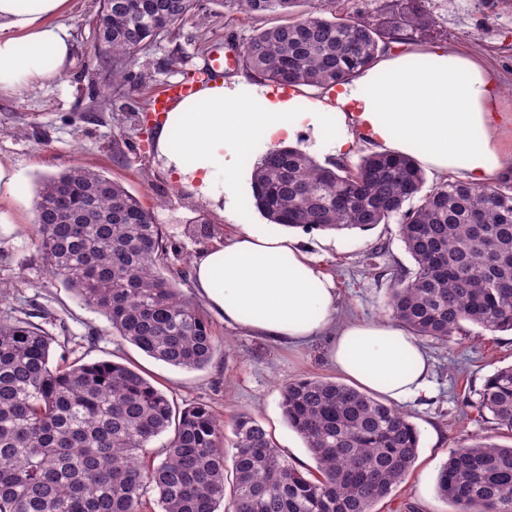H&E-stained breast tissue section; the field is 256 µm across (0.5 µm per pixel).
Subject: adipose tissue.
I'll return each instance as SVG.
<instances>
[{"label": "adipose tissue", "mask_w": 512, "mask_h": 512, "mask_svg": "<svg viewBox=\"0 0 512 512\" xmlns=\"http://www.w3.org/2000/svg\"><path fill=\"white\" fill-rule=\"evenodd\" d=\"M69 2L0 0V95L63 73L72 52L62 21ZM501 88L499 72L478 56L433 44L387 55L306 112L266 86L209 84L165 114L156 143L182 184L222 214L235 212V175L254 164L256 144L290 141L302 129L315 148L343 156L356 145L355 125L380 151L484 186L505 171L499 139L512 130V113L500 108ZM193 283L227 327L288 345L330 337L338 373L389 401L432 390L429 360L402 326L338 322L333 277L293 235L241 225L232 240L197 253Z\"/></svg>", "instance_id": "obj_1"}]
</instances>
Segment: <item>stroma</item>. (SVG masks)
<instances>
[{
  "label": "stroma",
  "instance_id": "obj_1",
  "mask_svg": "<svg viewBox=\"0 0 512 512\" xmlns=\"http://www.w3.org/2000/svg\"><path fill=\"white\" fill-rule=\"evenodd\" d=\"M204 23L188 21L175 41H162L138 53L122 97H115L101 74L93 49L92 21L99 0H70L66 19L73 34L70 64L63 74L28 91L0 95V160L19 165L27 186L25 198L0 204V282L10 293L0 300V316H23L31 306L46 312L53 324H64L68 341L56 354L68 361L110 360L137 366L181 407L205 403L223 420L253 414L269 430L282 453L302 470L316 462L303 439L288 427L281 409V387L304 376L336 377L328 359V344L318 341L288 347L226 328L208 315L216 339L212 361L200 370H185L157 361L116 336L106 318L85 306L55 279L37 247L34 224L37 186L41 178L72 166H84L124 183L149 208L169 247L194 258L209 238H226L238 225L259 224L253 205L249 168L236 178L238 216H221L195 196L157 152L154 96L172 81L205 68L213 49L237 46L253 30L281 23L282 15L247 17L229 13L221 0H202ZM434 25L411 31L397 44L406 51L441 43L455 52L483 57L502 77L501 101L512 110V0H426ZM350 16L376 25L400 26L405 9L394 0H341ZM138 113L140 129L112 122L113 113ZM210 227L209 236L196 233L194 221ZM304 246L322 269L334 276L341 320L386 318L391 277L413 265L398 236L397 224H380L369 231L297 229ZM432 362L433 390L427 398L402 404L420 431L413 469L375 512H455L436 490V476L448 454L474 435L500 445H512V434L498 429L490 413L475 403L485 379L512 365V333L490 332L465 324L448 342L424 341Z\"/></svg>",
  "mask_w": 512,
  "mask_h": 512
}]
</instances>
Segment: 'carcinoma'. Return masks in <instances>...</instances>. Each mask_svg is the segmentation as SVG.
<instances>
[{"label":"carcinoma","instance_id":"1","mask_svg":"<svg viewBox=\"0 0 512 512\" xmlns=\"http://www.w3.org/2000/svg\"><path fill=\"white\" fill-rule=\"evenodd\" d=\"M299 0H224L247 16L289 13ZM312 12L261 28L241 64L279 85L321 88L371 67L401 28L375 26L320 0ZM406 26L434 19L407 0ZM199 0H102L94 44L120 93L133 49L146 51L199 16ZM331 17H325V14ZM411 157L370 152L351 167L296 147L267 151L251 170L254 206L272 224L341 232L394 222L414 265L393 274L391 319L446 342L468 322L512 330V185L450 178L428 191ZM419 203L411 204L414 198ZM39 248L52 274L150 357L201 369L215 340L179 283L150 210L121 183L85 167L44 180L35 200ZM56 336L27 318L0 317V512H373L413 468L420 432L408 414L326 377L286 383L288 426L317 474L288 461L258 419L224 421L205 403L181 408L138 370L96 361L52 362ZM476 407L512 432V365L487 377ZM169 438L150 464L149 444ZM234 448L226 468L224 448ZM457 512H512V446L471 437L436 477ZM155 498H150V495Z\"/></svg>","mask_w":512,"mask_h":512}]
</instances>
